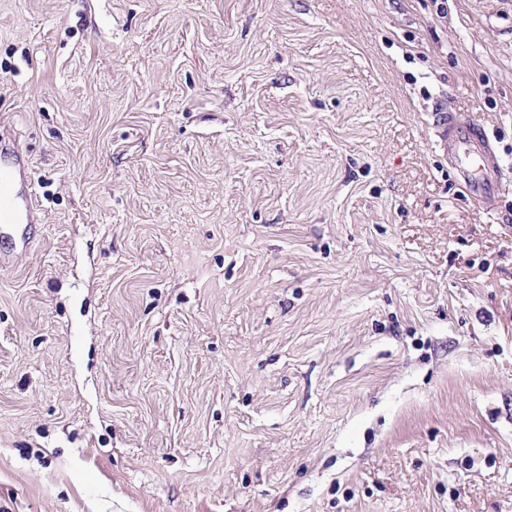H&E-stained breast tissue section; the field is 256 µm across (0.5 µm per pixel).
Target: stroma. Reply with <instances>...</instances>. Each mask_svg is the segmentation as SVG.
<instances>
[{
	"label": "stroma",
	"instance_id": "obj_1",
	"mask_svg": "<svg viewBox=\"0 0 512 512\" xmlns=\"http://www.w3.org/2000/svg\"><path fill=\"white\" fill-rule=\"evenodd\" d=\"M0 122V512H512V0H0ZM432 128L440 151L448 157L463 195L475 206L491 209L500 191L495 148L469 115L436 105ZM31 184L29 163H21L18 159L11 165H0V223L1 226L21 230L25 238L32 224L37 223L35 214L37 202L31 192L25 188ZM25 224H20L21 222ZM33 236H27L28 243Z\"/></svg>",
	"mask_w": 512,
	"mask_h": 512
}]
</instances>
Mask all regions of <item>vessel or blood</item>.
Returning a JSON list of instances; mask_svg holds the SVG:
<instances>
[{"label":"vessel or blood","instance_id":"obj_1","mask_svg":"<svg viewBox=\"0 0 512 512\" xmlns=\"http://www.w3.org/2000/svg\"><path fill=\"white\" fill-rule=\"evenodd\" d=\"M432 127L440 151L447 156L463 195L475 206L492 208L500 191L495 148L469 115L435 106ZM29 164L0 165V225L28 232L36 222L37 202L27 188Z\"/></svg>","mask_w":512,"mask_h":512}]
</instances>
